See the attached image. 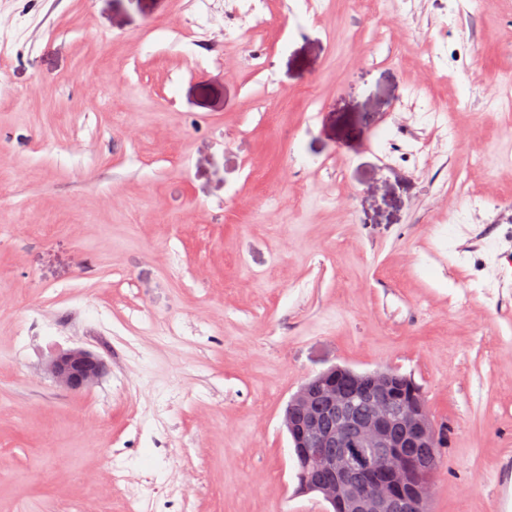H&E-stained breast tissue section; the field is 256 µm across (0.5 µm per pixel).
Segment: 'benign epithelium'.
<instances>
[{"label":"benign epithelium","instance_id":"obj_1","mask_svg":"<svg viewBox=\"0 0 512 512\" xmlns=\"http://www.w3.org/2000/svg\"><path fill=\"white\" fill-rule=\"evenodd\" d=\"M105 362L94 351L76 347L58 352L45 371L68 391L91 387L102 377ZM376 388L364 391L368 410L355 412L350 396L336 386V369L303 386L291 398L284 425L297 455L310 465L304 482L342 512H402V487L420 505L428 503L431 482L409 480L415 467L401 448H432L443 428L421 410L408 408L386 391L389 374L374 375Z\"/></svg>","mask_w":512,"mask_h":512}]
</instances>
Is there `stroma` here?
Masks as SVG:
<instances>
[{"label": "stroma", "instance_id": "stroma-1", "mask_svg": "<svg viewBox=\"0 0 512 512\" xmlns=\"http://www.w3.org/2000/svg\"><path fill=\"white\" fill-rule=\"evenodd\" d=\"M270 9L267 87L245 0H0V512H326L283 417L335 366L447 424L430 512L512 487V0ZM104 370L102 357L83 347L58 352L45 367L47 375L59 388L73 392L97 383ZM388 371H390L392 375L390 388L395 396L407 406L419 402L421 406L428 411L426 399L421 387L410 376L400 374L396 371Z\"/></svg>", "mask_w": 512, "mask_h": 512}]
</instances>
